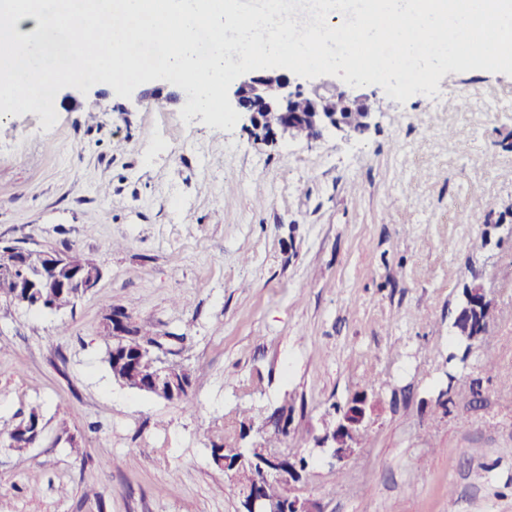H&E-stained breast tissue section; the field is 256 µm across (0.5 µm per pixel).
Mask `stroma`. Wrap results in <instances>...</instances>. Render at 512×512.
<instances>
[{"label":"stroma","mask_w":512,"mask_h":512,"mask_svg":"<svg viewBox=\"0 0 512 512\" xmlns=\"http://www.w3.org/2000/svg\"><path fill=\"white\" fill-rule=\"evenodd\" d=\"M163 88L61 89L48 131L0 116V241L102 271L71 311L0 300V424L43 425L24 455L0 446V512H239L210 448L263 446L286 406L280 448L312 459L291 492L316 512H512V76L451 71L403 103L368 85L364 133L274 143L182 121ZM474 280L489 329L453 369ZM109 304L181 337L191 408L112 379ZM362 390L376 406L338 467L315 439Z\"/></svg>","instance_id":"obj_1"}]
</instances>
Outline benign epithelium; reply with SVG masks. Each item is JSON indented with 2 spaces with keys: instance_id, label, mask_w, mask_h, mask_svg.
<instances>
[{
  "instance_id": "benign-epithelium-1",
  "label": "benign epithelium",
  "mask_w": 512,
  "mask_h": 512,
  "mask_svg": "<svg viewBox=\"0 0 512 512\" xmlns=\"http://www.w3.org/2000/svg\"><path fill=\"white\" fill-rule=\"evenodd\" d=\"M272 86L277 88L274 96L268 93ZM232 97L235 107L247 115L252 130L261 131L272 140L295 137L296 127L303 123L310 124L319 137L329 131L350 133L348 113H361L366 127L371 125L374 116L369 98L355 94L351 88L339 89L327 82L304 84L269 69L244 74L234 86ZM300 99L306 101L302 109L296 106ZM18 251L30 255L32 260L29 272L17 279L19 288L70 289L79 298L94 290L102 277L100 268L94 263L81 270H73L62 251L22 246ZM104 326L109 336L134 335L135 324L122 316L106 315ZM161 350L163 347L159 346L143 353L138 361L153 371L152 386L146 392L174 394L179 385L185 384L183 372L171 365L160 367L163 363L159 355ZM373 407L368 395H359L357 401L344 408L334 424L318 439V447L325 449L337 464L349 460L358 447L351 440L354 429L366 423ZM273 479L297 483L302 480V471L293 460L285 461L281 453L269 450L265 461L260 463L255 482L244 491L242 512H312L308 504L297 497L288 498L286 503L267 500L263 496V487Z\"/></svg>"
}]
</instances>
